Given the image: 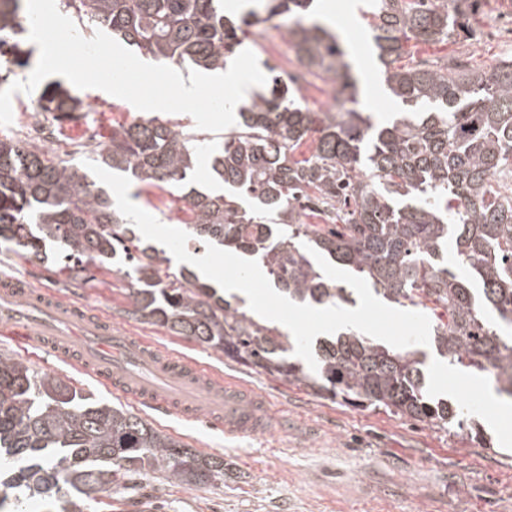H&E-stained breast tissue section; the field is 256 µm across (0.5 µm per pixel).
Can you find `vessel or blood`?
Here are the masks:
<instances>
[{"instance_id": "1", "label": "vessel or blood", "mask_w": 512, "mask_h": 512, "mask_svg": "<svg viewBox=\"0 0 512 512\" xmlns=\"http://www.w3.org/2000/svg\"><path fill=\"white\" fill-rule=\"evenodd\" d=\"M0 333L26 345L37 337L55 358L131 399L142 410L186 421L206 415L228 437H243L287 417L272 418L266 398L199 360L159 348L17 278H0Z\"/></svg>"}]
</instances>
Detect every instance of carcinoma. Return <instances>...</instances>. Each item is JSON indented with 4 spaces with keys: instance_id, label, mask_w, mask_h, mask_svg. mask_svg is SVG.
I'll return each instance as SVG.
<instances>
[{
    "instance_id": "1",
    "label": "carcinoma",
    "mask_w": 512,
    "mask_h": 512,
    "mask_svg": "<svg viewBox=\"0 0 512 512\" xmlns=\"http://www.w3.org/2000/svg\"><path fill=\"white\" fill-rule=\"evenodd\" d=\"M478 0H378L370 25L390 95L413 111L384 125L354 108L312 112L275 76L238 108L241 122L208 150L224 193L188 186L205 138L184 126L139 118L112 127L88 151L96 164L137 183L184 191L193 240L254 257L288 299L343 307L353 291L327 278L305 246L364 278L374 293L435 319L430 342L451 365L493 376L512 395V55L488 71L456 59L401 63L410 40L438 43L468 31ZM0 65L24 68L32 50L20 34L24 0H0ZM312 0H265L237 18L216 0H68L79 21L112 31L142 54L205 71L222 70L249 27L277 16L311 75L355 83L336 37L307 23ZM42 109L53 119L84 110V100L48 85ZM309 152L302 151L311 133ZM88 168L38 145L0 139V246L40 258L51 242L59 271L101 266L118 254L135 275L129 313L178 336L224 351L248 367L300 383L354 407L382 408L449 431L459 406L431 400L426 354L390 350L354 329L316 342L313 371L288 333L221 299L211 285L176 271L165 252L140 239L91 189ZM314 215L319 224H308ZM454 261H448V254ZM26 466L0 480V512L14 490L50 498L52 512H86V498L134 474L201 485L224 477V458L195 452L135 414L83 394L58 377L0 356V462Z\"/></svg>"
}]
</instances>
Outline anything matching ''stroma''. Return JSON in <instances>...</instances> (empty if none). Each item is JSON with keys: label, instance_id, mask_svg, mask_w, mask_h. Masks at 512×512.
Instances as JSON below:
<instances>
[{"label": "stroma", "instance_id": "1", "mask_svg": "<svg viewBox=\"0 0 512 512\" xmlns=\"http://www.w3.org/2000/svg\"><path fill=\"white\" fill-rule=\"evenodd\" d=\"M372 4L362 0L357 15L337 14L330 26L346 47L356 49L360 67L353 74L357 110L381 121L398 112L386 92L379 64L370 54ZM472 37L450 36L443 43H409L419 59L457 56L472 67L487 69L512 53V0H479ZM247 78L267 83L268 67L300 68L281 19L250 28L243 48L233 57ZM90 109L56 123L45 149L76 159L94 141L84 139L82 124L91 120L96 141H108L112 128L140 118L129 102L99 89H83ZM140 208L171 227L191 222L181 193L175 189L134 187ZM55 248L41 259H26L0 250V277L26 278L64 299L101 311L138 336L190 354L233 375L266 396L271 412L286 415L288 432L271 429L241 438L225 437L206 418L185 422L151 416L157 430L203 454L224 458V476L204 486L174 481H146L140 489L114 487L93 494L88 512H512V447H503L489 421L501 419L512 428V411L501 413L487 399L489 382L438 356L427 353L426 384L431 394L460 401L467 424L480 430L484 442H471L466 431H439L381 409L354 408L341 399L323 398L310 388L246 367L222 351L174 335L129 315V280L111 267H91L94 283L58 274ZM32 366L72 382L94 397L116 406L124 399L106 391L52 356Z\"/></svg>", "mask_w": 512, "mask_h": 512}]
</instances>
